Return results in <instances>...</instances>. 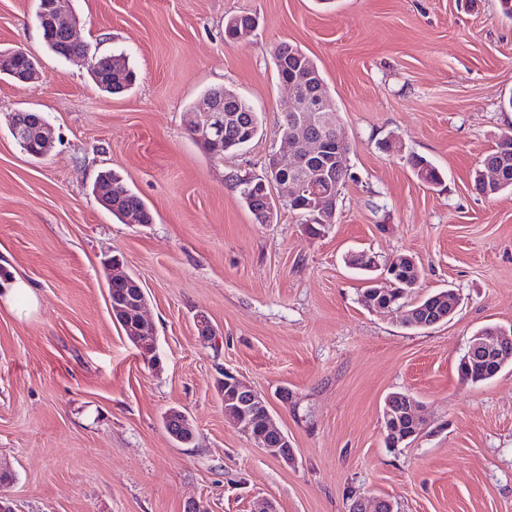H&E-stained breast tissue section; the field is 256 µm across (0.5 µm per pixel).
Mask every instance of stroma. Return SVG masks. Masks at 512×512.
<instances>
[{
  "label": "stroma",
  "instance_id": "obj_1",
  "mask_svg": "<svg viewBox=\"0 0 512 512\" xmlns=\"http://www.w3.org/2000/svg\"><path fill=\"white\" fill-rule=\"evenodd\" d=\"M37 0H0V50L33 56L41 80L0 76V278L28 281L39 307H0L1 489L16 512H348L352 495L394 512H512V364L470 386L458 361L481 327L512 326V193L487 198L472 174L512 134V19L499 0H63L90 55L124 51L137 74L110 95L86 62L50 53ZM251 14L246 41L224 23ZM301 49L338 109L354 175L335 222L312 239L298 215L255 219L231 176L264 172L285 149L291 93L274 52ZM261 119L241 151L210 160L188 133L211 88ZM41 113L54 144L30 158L4 117ZM393 140L443 173L421 183ZM116 172L151 209L124 224L94 197ZM412 257L417 296L453 289L455 317L409 328L362 306L343 258ZM147 295L159 362L148 365L112 318L105 258ZM205 312L218 345L201 340ZM269 400L297 452L288 465L224 417L221 371ZM394 392L422 414L411 443L385 445ZM190 418L181 444L170 409Z\"/></svg>",
  "mask_w": 512,
  "mask_h": 512
}]
</instances>
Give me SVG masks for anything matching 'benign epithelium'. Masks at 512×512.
<instances>
[{
  "instance_id": "benign-epithelium-1",
  "label": "benign epithelium",
  "mask_w": 512,
  "mask_h": 512,
  "mask_svg": "<svg viewBox=\"0 0 512 512\" xmlns=\"http://www.w3.org/2000/svg\"><path fill=\"white\" fill-rule=\"evenodd\" d=\"M39 22L53 32L58 33L62 39L71 44L80 41L77 35L78 19L67 15L61 9V0H44L40 10ZM282 84L291 91L293 98L286 118L283 138L291 144V149L270 155L266 165V178L258 185L268 189L272 185L282 190V195L275 200H267L266 207L259 211L260 219L269 223L274 213L273 205L284 202H300L303 208L317 214V219L324 225L334 222L336 203L324 198L306 179H285L280 174L285 167L302 169L308 163L328 156L331 143H336L332 164L336 172L350 176L347 166L348 145L339 134V120L335 108L322 82L315 75L292 77L282 81ZM198 117L194 124L189 126V132L198 141L220 140L224 136V110L214 105L213 97L204 98L196 109ZM6 123L10 128L15 141L26 152L36 158L44 157V153L32 148L33 140L40 139L44 130L50 128L45 122L38 128L29 123L27 114L21 111L6 116ZM400 262H390L385 265L379 263L376 256H371V267L379 271L375 282H387L389 276L395 274ZM448 313L437 317L418 318L412 325L424 328L437 325L452 317L460 306V296L454 290H449ZM196 323L200 337L207 343L218 342V336L209 317L200 312L196 315ZM512 358V338L505 330H494L489 336H477L471 339L467 354L469 367L485 374L496 372L502 360ZM224 385L230 390L227 404L230 405L228 418L243 432L252 434L255 422H260V429L265 438H255L253 442L274 455L286 464L296 461L294 448L291 447L288 436L275 427L272 415L268 408L267 398L256 391L240 376L224 372ZM405 416L409 425L405 428L399 426L396 417ZM383 425L386 431V443L390 448H398L408 440L419 434L420 422L416 411L415 399L406 393L390 395L385 401ZM351 512H393V505L387 500H379L375 509L368 508V501L363 496L353 500Z\"/></svg>"
}]
</instances>
